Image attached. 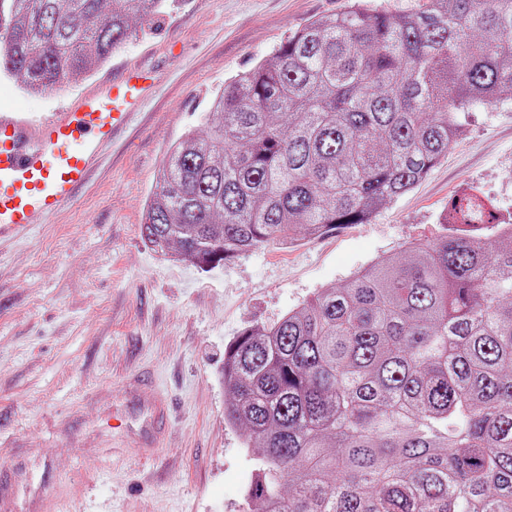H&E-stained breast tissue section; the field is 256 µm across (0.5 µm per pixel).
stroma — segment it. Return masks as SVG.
<instances>
[{
  "label": "stroma",
  "instance_id": "stroma-1",
  "mask_svg": "<svg viewBox=\"0 0 512 512\" xmlns=\"http://www.w3.org/2000/svg\"><path fill=\"white\" fill-rule=\"evenodd\" d=\"M347 0H168L110 64L155 65L154 98L61 215L0 241V437L51 462L71 495L64 512H249L261 451L224 420V352L271 327L321 289L433 239L448 203L469 190L512 216V97L462 114L463 131L429 175L364 224L271 245L213 268L144 245L140 226L162 161L235 75L271 57ZM109 66L62 94L0 78L5 105L39 115L76 102ZM171 402L169 434L150 458L127 450L139 427L123 387Z\"/></svg>",
  "mask_w": 512,
  "mask_h": 512
}]
</instances>
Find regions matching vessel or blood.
I'll return each mask as SVG.
<instances>
[{
  "label": "vessel or blood",
  "instance_id": "b4317fda",
  "mask_svg": "<svg viewBox=\"0 0 512 512\" xmlns=\"http://www.w3.org/2000/svg\"><path fill=\"white\" fill-rule=\"evenodd\" d=\"M157 88L151 68L123 67L98 81L76 103L35 116L0 108V240L55 216L87 187L106 151L131 125ZM139 374L125 392L141 418L131 447L157 444L168 417L163 395L140 398ZM0 491L22 497L25 512H62L60 482L43 470L38 481L2 485Z\"/></svg>",
  "mask_w": 512,
  "mask_h": 512
}]
</instances>
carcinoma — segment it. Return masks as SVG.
I'll use <instances>...</instances> for the list:
<instances>
[{"mask_svg": "<svg viewBox=\"0 0 512 512\" xmlns=\"http://www.w3.org/2000/svg\"><path fill=\"white\" fill-rule=\"evenodd\" d=\"M165 0H0V76L77 83ZM512 94V0H349L224 83L166 154L140 225L219 265L363 224ZM485 217L477 196L448 223ZM412 243L224 354V419L263 449L252 512H512V227ZM368 6L378 10H385L391 14L415 13L424 5L423 0H368Z\"/></svg>", "mask_w": 512, "mask_h": 512, "instance_id": "obj_1", "label": "carcinoma"}]
</instances>
